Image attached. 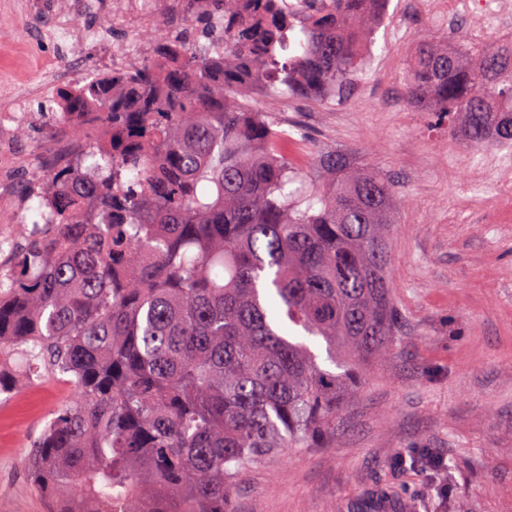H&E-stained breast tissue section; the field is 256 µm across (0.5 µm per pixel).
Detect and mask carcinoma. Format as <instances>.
Wrapping results in <instances>:
<instances>
[{
    "instance_id": "1",
    "label": "carcinoma",
    "mask_w": 512,
    "mask_h": 512,
    "mask_svg": "<svg viewBox=\"0 0 512 512\" xmlns=\"http://www.w3.org/2000/svg\"><path fill=\"white\" fill-rule=\"evenodd\" d=\"M204 2L136 32L146 61L45 101L84 149L29 185L32 229L0 264V350L25 359L0 394L43 368L76 389L27 456L49 512H232L244 473L320 440L401 331L391 181L307 183L251 97L347 98L387 0ZM406 94L477 148L512 144L511 47L422 41Z\"/></svg>"
}]
</instances>
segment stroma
<instances>
[{
	"instance_id": "1",
	"label": "stroma",
	"mask_w": 512,
	"mask_h": 512,
	"mask_svg": "<svg viewBox=\"0 0 512 512\" xmlns=\"http://www.w3.org/2000/svg\"><path fill=\"white\" fill-rule=\"evenodd\" d=\"M87 2L0 0V86L21 89L35 115L13 132L0 225L21 223L25 187L51 142L36 113L57 88L45 73L57 20L132 38L129 29L102 27ZM451 27L462 41L477 27L484 44L508 38L479 16L461 13L448 24L410 0H390L348 100L274 105L278 122L300 116L309 182L369 166L392 182L389 274L402 329L391 358L369 369L319 443L250 468L232 491L233 512H512V199L459 165L471 145L446 117L406 99L416 45L446 38ZM75 396L64 376L51 374L0 394V512H46L24 459ZM424 453L444 459L447 471L424 469ZM399 457L405 465H396Z\"/></svg>"
}]
</instances>
